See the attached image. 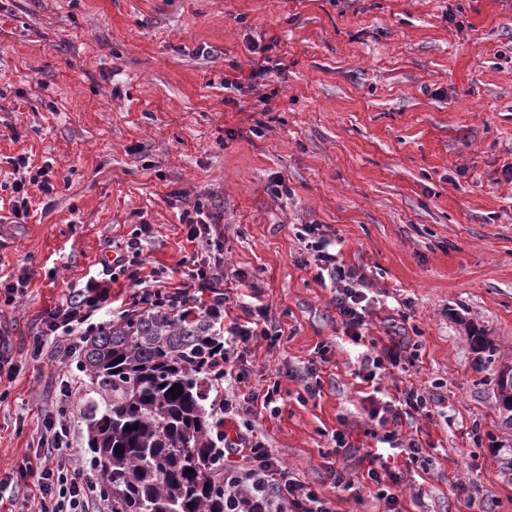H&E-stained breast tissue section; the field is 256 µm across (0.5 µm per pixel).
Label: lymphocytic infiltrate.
<instances>
[{
    "label": "lymphocytic infiltrate",
    "instance_id": "1",
    "mask_svg": "<svg viewBox=\"0 0 512 512\" xmlns=\"http://www.w3.org/2000/svg\"><path fill=\"white\" fill-rule=\"evenodd\" d=\"M12 166L16 174L12 184V213L23 221L29 215L28 187L36 184L49 193L53 186L46 167L31 166L22 156L14 158ZM181 221L188 228V240L205 243L214 254L212 261L196 269L189 286L169 287L162 273H141L142 238L150 233L149 226H142L139 235L127 241L122 254L103 264L99 275L90 277L84 287L69 289L41 318L33 337L35 355H47L63 365L78 358L83 343L97 329L100 318L111 314V286L122 276L138 289V309L163 308L211 319L220 346L214 355L217 366L213 388L220 394L215 410L222 415L237 413L242 420L234 435L223 438L225 456L241 459L240 466L224 470V512H335L333 499L295 477L256 433L252 423L255 410L276 403L279 385L269 386L261 395L250 393L244 406L235 407L233 386L245 378L244 372L237 369L242 358L240 347L271 341L267 313L245 293L239 295L236 305H229L224 292L217 289L224 280V264L219 257L224 241L220 216L205 212L203 204L198 202L182 213ZM299 237L316 252L317 268L327 275L336 292V311L345 336L352 345L363 349L370 314L365 274L339 264L332 250L334 242L323 234L320 225H303ZM406 349L407 343L401 336L389 337L379 354L363 349L360 360L363 370L358 377L374 394L368 415L380 430L377 443L407 455L409 461L415 463L422 457V448L416 439L400 440V420L405 412L425 409L427 399L414 390L396 398L378 384L383 365L398 366ZM59 391L57 402L45 415V432L39 439L41 451L31 471L39 512H112L111 502L101 492L100 473L95 467L84 464L83 451L72 426L69 403L83 391L80 378H61ZM367 459L365 471L352 474L344 469L335 470L336 489L351 491L359 484L376 485L383 512H402L398 494L381 487L386 479L400 484L401 475L389 470L381 452H368Z\"/></svg>",
    "mask_w": 512,
    "mask_h": 512
}]
</instances>
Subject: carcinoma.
Segmentation results:
<instances>
[{
  "mask_svg": "<svg viewBox=\"0 0 512 512\" xmlns=\"http://www.w3.org/2000/svg\"><path fill=\"white\" fill-rule=\"evenodd\" d=\"M212 335L202 317L156 308L105 322L86 343V463L112 512H224L220 422L205 408Z\"/></svg>",
  "mask_w": 512,
  "mask_h": 512,
  "instance_id": "1",
  "label": "carcinoma"
}]
</instances>
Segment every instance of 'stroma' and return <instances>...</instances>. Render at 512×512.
<instances>
[{
    "label": "stroma",
    "mask_w": 512,
    "mask_h": 512,
    "mask_svg": "<svg viewBox=\"0 0 512 512\" xmlns=\"http://www.w3.org/2000/svg\"><path fill=\"white\" fill-rule=\"evenodd\" d=\"M268 73L248 81L251 46ZM46 166L11 214V158ZM282 178L288 192L269 185ZM220 213L228 296L245 273L273 348L245 351L239 395L279 384L257 431L336 512H377L337 492L323 452L345 429L356 468L374 446L360 350L297 231L322 225L372 283L368 336L417 343L383 370L388 390L429 396L404 424L427 468L391 457L406 512H512V428L496 404L512 365V0H0V308L15 366L0 401V512L31 497L21 470L56 395L57 362L31 354L45 312L82 287L140 225L145 269L172 284L208 248L180 214ZM489 342L478 350L473 336ZM322 384L303 394L309 368Z\"/></svg>",
    "instance_id": "35a3bbf8"
}]
</instances>
